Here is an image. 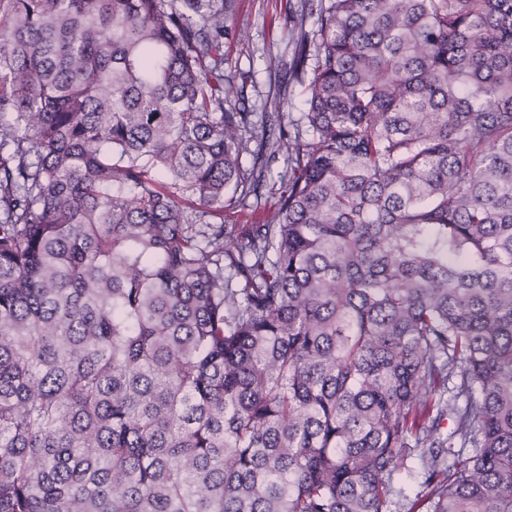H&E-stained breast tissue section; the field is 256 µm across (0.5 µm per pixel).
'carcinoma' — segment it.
<instances>
[{
    "label": "carcinoma",
    "instance_id": "carcinoma-1",
    "mask_svg": "<svg viewBox=\"0 0 512 512\" xmlns=\"http://www.w3.org/2000/svg\"><path fill=\"white\" fill-rule=\"evenodd\" d=\"M303 2L289 132L236 0H0V512H512V0ZM265 194L264 198L259 200L258 206L256 207V202L253 198L249 200L251 206H247L244 209H234L230 211L224 212V223L225 224H236V226L241 229L245 224H255L260 219L263 218L264 213L270 207L272 201L270 198L266 201L267 191L263 190Z\"/></svg>",
    "mask_w": 512,
    "mask_h": 512
}]
</instances>
